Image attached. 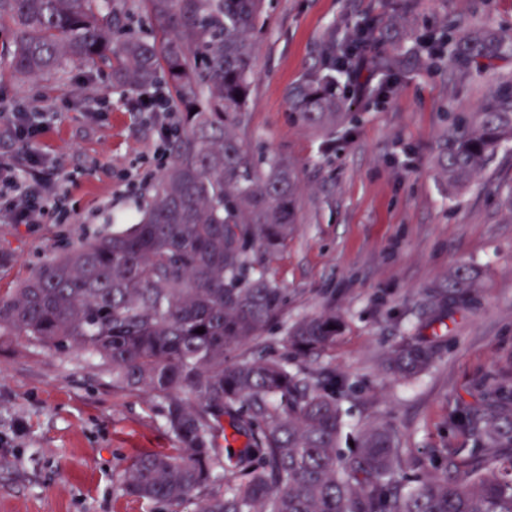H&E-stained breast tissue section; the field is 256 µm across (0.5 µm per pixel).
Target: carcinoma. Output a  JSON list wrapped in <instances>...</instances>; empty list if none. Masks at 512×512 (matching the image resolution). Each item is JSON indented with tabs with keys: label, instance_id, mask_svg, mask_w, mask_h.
Instances as JSON below:
<instances>
[{
	"label": "carcinoma",
	"instance_id": "1",
	"mask_svg": "<svg viewBox=\"0 0 512 512\" xmlns=\"http://www.w3.org/2000/svg\"><path fill=\"white\" fill-rule=\"evenodd\" d=\"M138 2L155 29L116 43L125 15L116 0H0V26L16 31L14 74L60 78L75 64L109 62L113 87L135 100L167 98L181 113L168 166L138 220L88 237L1 294L0 334L82 349L112 369L113 387L146 390L164 404L178 448L135 457L122 486L171 512L190 499L199 512H512V377L479 383L483 405L464 402L456 414L472 448L415 483L401 471L417 461L404 459L387 424L339 450L346 378L315 379L290 368L286 355L226 362L227 351L257 339L282 311L286 289L262 257L278 252L296 224L293 171L277 159L259 169L246 143L253 35L265 24L266 0ZM391 26L365 23L329 44L324 68L287 89L296 119L348 133L336 72L354 65L361 45L388 40ZM509 56L511 36L465 23L431 37L424 58L396 46L376 66L388 76L416 64L486 68ZM505 142L507 80L480 111L447 123L439 174L463 188ZM475 290V271L456 267L428 294L432 322L445 324ZM340 329L328 307L287 330V344L299 359L317 357ZM435 356L433 345L402 343L385 366L409 380ZM238 436L243 446L227 451Z\"/></svg>",
	"mask_w": 512,
	"mask_h": 512
}]
</instances>
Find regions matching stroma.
Instances as JSON below:
<instances>
[{
    "label": "stroma",
    "mask_w": 512,
    "mask_h": 512,
    "mask_svg": "<svg viewBox=\"0 0 512 512\" xmlns=\"http://www.w3.org/2000/svg\"><path fill=\"white\" fill-rule=\"evenodd\" d=\"M393 15L416 52L467 20L512 36V0H270L255 37L248 140L256 162L276 156L293 166L297 226L268 265L287 290L278 320L227 358L281 355L287 327L335 306L345 329L305 366L352 383L341 400L343 441L391 423L428 472L472 445L450 422L456 402H475L487 374L512 375V142L459 192L435 165L446 115L479 111L495 83L474 66H417L370 103L340 82L361 119L333 143L296 122L286 99L287 86L321 67L332 40ZM15 37L0 27V157L49 158L44 175L64 210L40 224L0 222L2 294L86 237L134 222L167 164L159 119L113 88L109 65L73 67L60 82L19 80L8 74ZM20 109L46 115L28 143L8 132ZM462 263L481 273L472 304L447 325L430 324L427 292ZM434 338L440 354L418 378L401 382L386 371L394 346ZM176 446L161 402L113 388L85 351L0 335V512H168L125 492L120 474L140 453Z\"/></svg>",
    "instance_id": "1"
}]
</instances>
